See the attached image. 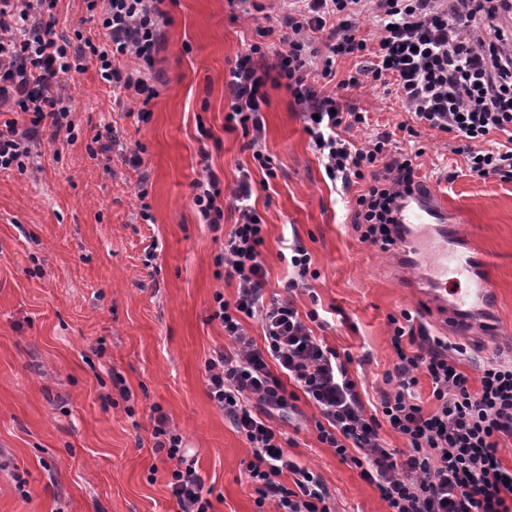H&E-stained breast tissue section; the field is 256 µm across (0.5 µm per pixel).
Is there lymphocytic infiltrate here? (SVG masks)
I'll return each mask as SVG.
<instances>
[{
    "label": "lymphocytic infiltrate",
    "mask_w": 512,
    "mask_h": 512,
    "mask_svg": "<svg viewBox=\"0 0 512 512\" xmlns=\"http://www.w3.org/2000/svg\"><path fill=\"white\" fill-rule=\"evenodd\" d=\"M98 39L67 38L54 27L59 0H0V172L26 171L32 147L75 138L67 86L95 61L102 82L118 99L147 115L155 91L149 84L162 28L170 22L165 0H83ZM372 5L376 34L357 23ZM512 0H287L281 14L264 13L255 38L232 62L224 82L225 127L241 131L266 178L276 176L265 155L263 108L267 84H284L331 182L354 197L361 239L382 251L395 245L401 199L419 185L421 149L402 151L383 131L366 144L344 138L367 125L368 115L347 109L348 91L361 84L394 83L410 121L398 130L418 137L427 128L452 137L471 175L512 181V29L499 27ZM369 57V65L337 79V57ZM253 179L240 169L232 190L215 171L192 184V203L212 231H225L218 257L236 294L213 297L212 317L230 344L205 361L208 396L244 437L248 477L257 506L275 512H335L322 477L285 454V432L274 415L306 399L317 410L319 443L375 485L389 512H512V467L498 455L500 437L512 438V359L489 358L477 381L462 369L468 352L426 330H414L409 311L390 317L396 358L384 373L380 413L368 412L359 383L315 329L330 321L319 308L299 312L290 294L303 287L311 257L300 241L287 247L292 273L285 297L266 299L267 272L260 248L264 226L251 205ZM237 219L224 230V209ZM258 320L264 346L245 322ZM431 383L432 408L418 394ZM153 452L172 462L168 487L177 512H211L204 480L186 456L183 438L161 408L151 410ZM388 426L403 442L386 446ZM290 483H283V476Z\"/></svg>",
    "instance_id": "1"
}]
</instances>
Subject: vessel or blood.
Instances as JSON below:
<instances>
[{"mask_svg": "<svg viewBox=\"0 0 512 512\" xmlns=\"http://www.w3.org/2000/svg\"><path fill=\"white\" fill-rule=\"evenodd\" d=\"M401 237L395 257L400 266L421 255L427 258L428 277L408 279L404 285L424 297L433 320L442 325L462 324L465 317L486 318L492 311L495 290L484 280L481 257L448 245V206L444 197L428 189L401 201L396 214ZM465 278L475 281L473 292L449 296L448 283Z\"/></svg>", "mask_w": 512, "mask_h": 512, "instance_id": "obj_1", "label": "vessel or blood"}]
</instances>
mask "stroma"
Instances as JSON below:
<instances>
[{
	"label": "stroma",
	"mask_w": 512,
	"mask_h": 512,
	"mask_svg": "<svg viewBox=\"0 0 512 512\" xmlns=\"http://www.w3.org/2000/svg\"><path fill=\"white\" fill-rule=\"evenodd\" d=\"M169 11L147 120L116 104L88 66L67 89L77 140L41 142L27 172L0 173V512H175L171 464L152 450L156 406L196 455L212 512H258L249 450L207 393L205 360L228 343L211 318L213 297L232 299L236 283L216 263L223 240L191 203L205 168L228 186L240 168L252 173L267 298L281 295L288 276L285 241L306 247L318 276L294 303L332 312L335 325L321 336L352 355L366 407L376 405L395 358L389 315L407 309L435 329L394 274L392 253L361 241L352 206L326 177L285 87L266 88L263 146L277 172L269 187L241 131L225 130L224 72L253 20H231L226 0H174ZM347 100L369 116L368 126L346 133L360 145L409 118L391 85H360ZM107 124L128 148H143L141 167L116 154L89 156L87 144ZM414 144L424 150L419 179L443 194L496 291L494 334L447 332L469 344L463 370L474 379L493 350L512 355V182L470 176L444 134L424 128ZM142 188L148 222L139 214ZM316 415L302 400L289 418L274 417L290 458L322 476L336 512H387L377 487L317 441Z\"/></svg>",
	"instance_id": "35a3bbf8"
}]
</instances>
